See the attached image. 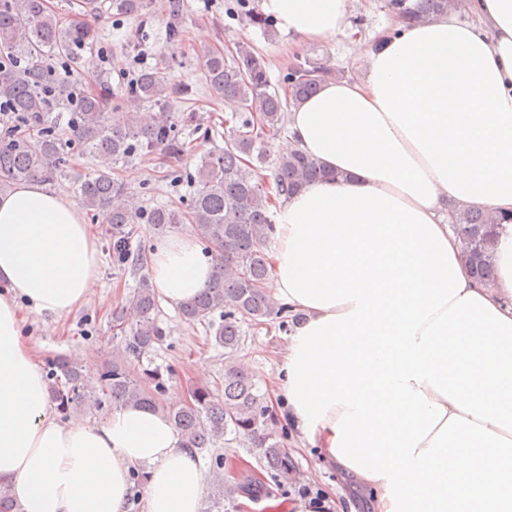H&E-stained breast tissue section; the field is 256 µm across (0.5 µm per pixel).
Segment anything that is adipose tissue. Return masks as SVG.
Listing matches in <instances>:
<instances>
[{"label":"adipose tissue","mask_w":512,"mask_h":512,"mask_svg":"<svg viewBox=\"0 0 512 512\" xmlns=\"http://www.w3.org/2000/svg\"><path fill=\"white\" fill-rule=\"evenodd\" d=\"M279 29L334 38L350 0H262ZM479 25L394 22L361 79L327 81L288 114L287 147L330 178L280 198L269 293L301 319L276 399L375 512H512V223L495 281L471 279L449 205L512 213V0H472ZM82 212L36 185L0 194V485L20 512H201L205 472L163 415L61 419L26 314L61 319L99 280ZM167 304L208 284L186 228L151 250Z\"/></svg>","instance_id":"1"}]
</instances>
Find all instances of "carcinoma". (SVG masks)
<instances>
[{"label":"carcinoma","instance_id":"cac0c4a2","mask_svg":"<svg viewBox=\"0 0 512 512\" xmlns=\"http://www.w3.org/2000/svg\"><path fill=\"white\" fill-rule=\"evenodd\" d=\"M254 27L276 36L273 20L237 0ZM153 0H110L114 17H141ZM388 9L405 22H423L469 8L468 0H388ZM98 34L87 22L66 24L47 0H0V112L9 113L0 126V191L25 182L56 188L68 182L81 206L107 224V255L112 266L140 265L133 246L137 225L150 224L157 234L181 222L183 213L165 206L145 209L128 188L113 176L117 165L158 150L176 153L180 140L172 120L171 101L188 92L159 69L134 72L125 87L131 111L109 122L113 98L106 74L96 87L82 80L77 63ZM199 68L210 90L224 100L233 126L224 146L203 154L191 182L195 186L189 215L197 235L214 257L208 286L180 304L189 324L224 348V373L212 384L194 387L180 406L165 404L166 379L160 368L142 364L165 330L157 320L156 293L145 274L125 305L112 313L113 329L123 336V354L108 362L95 382L66 355L46 363L47 391L58 412H90L138 407L166 415L181 433L186 447L196 453L211 451L226 436L254 439L262 449L265 469L288 477L293 463L281 441L268 431L262 397L246 368L234 361L242 343V325L286 322L287 307L265 291L269 273L266 245L274 237L272 200L287 196L305 184L330 176L321 163L299 150L271 155L267 144L286 130L289 108L315 94L335 78L337 71L321 58L297 56L282 81L284 90L271 89L266 58L252 43L238 41L229 55L206 51ZM68 114L66 127L59 117ZM95 162L83 177L70 168L74 153ZM512 222L502 215L465 206L453 207L452 228L466 254L472 278L488 285L494 280L492 253L498 226ZM212 481L218 494L207 512H221L224 498L241 491L262 494L261 485L224 483L222 460Z\"/></svg>","mask_w":512,"mask_h":512}]
</instances>
